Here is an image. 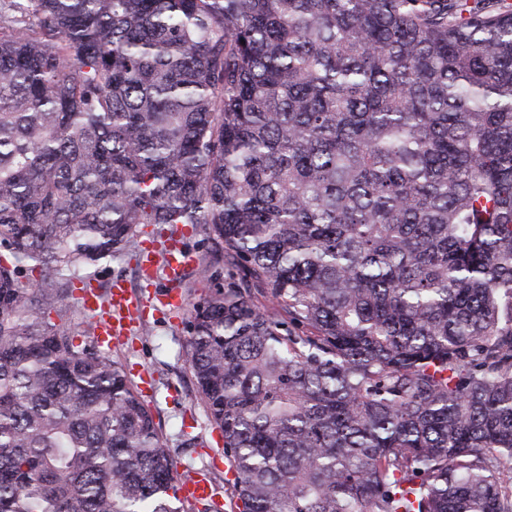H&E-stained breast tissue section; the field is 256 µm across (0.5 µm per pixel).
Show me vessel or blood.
Instances as JSON below:
<instances>
[{"instance_id": "b4317fda", "label": "vessel or blood", "mask_w": 512, "mask_h": 512, "mask_svg": "<svg viewBox=\"0 0 512 512\" xmlns=\"http://www.w3.org/2000/svg\"><path fill=\"white\" fill-rule=\"evenodd\" d=\"M148 258L153 265L164 262L166 276L172 282L180 280L184 268L190 262L189 255L176 244H166L160 249L149 251ZM81 302L89 310L105 308L107 316L99 324L98 331L101 343L106 345L128 335L143 315L139 300L125 281L119 278L113 279L110 284L107 304H100L98 291L94 288L82 292ZM177 490L180 499L188 502H206L217 508L223 505V494L206 470L179 476Z\"/></svg>"}]
</instances>
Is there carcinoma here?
I'll return each mask as SVG.
<instances>
[{
  "instance_id": "obj_1",
  "label": "carcinoma",
  "mask_w": 512,
  "mask_h": 512,
  "mask_svg": "<svg viewBox=\"0 0 512 512\" xmlns=\"http://www.w3.org/2000/svg\"><path fill=\"white\" fill-rule=\"evenodd\" d=\"M142 224L241 512H512V0H0V512H181L51 322Z\"/></svg>"
}]
</instances>
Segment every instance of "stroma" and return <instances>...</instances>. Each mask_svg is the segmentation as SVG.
Segmentation results:
<instances>
[{"instance_id":"stroma-1","label":"stroma","mask_w":512,"mask_h":512,"mask_svg":"<svg viewBox=\"0 0 512 512\" xmlns=\"http://www.w3.org/2000/svg\"><path fill=\"white\" fill-rule=\"evenodd\" d=\"M172 235L183 239L192 258L178 285H171L159 267L151 278H144L137 250L99 267L94 282L98 291L106 292L112 279H124L142 300L145 316L143 327L134 328L129 335L114 341L107 352L123 366L131 383L148 380L144 398L175 474L211 467L214 481L224 489L223 512H239L224 440L207 413L189 361L190 310L210 291L209 282L201 277V269L216 265L219 256L199 225H143L138 229L137 243L139 247L157 246ZM173 286L180 293L178 306L161 305V295ZM54 322L64 325L81 342L90 344L97 340V319L82 306L77 295L63 301Z\"/></svg>"}]
</instances>
